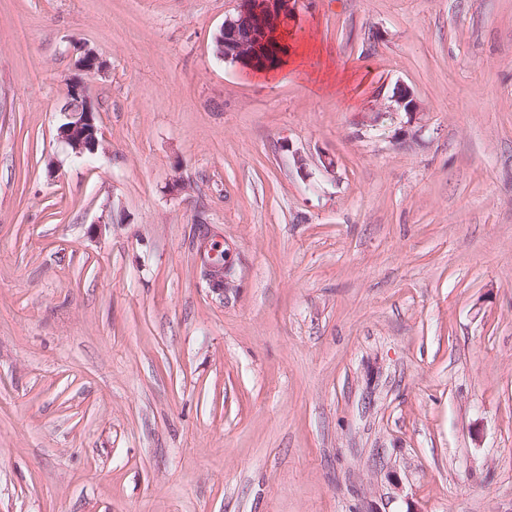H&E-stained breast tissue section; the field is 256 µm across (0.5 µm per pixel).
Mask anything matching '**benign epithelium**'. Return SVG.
<instances>
[{"label":"benign epithelium","mask_w":512,"mask_h":512,"mask_svg":"<svg viewBox=\"0 0 512 512\" xmlns=\"http://www.w3.org/2000/svg\"><path fill=\"white\" fill-rule=\"evenodd\" d=\"M288 0H237L235 13L224 20L217 36V54L227 62L239 63L252 69L267 70L270 59L266 53L274 48L284 49L281 28L286 26ZM105 62L91 50L84 49L75 62L76 73L64 79L69 96L86 102V110L67 112V121L57 129V139L77 157L93 156L101 144L97 125V109L88 95L87 79L103 73ZM391 110L418 114L421 104L406 86L397 88L391 99ZM206 270L211 289L224 292L233 286L234 265L229 255L224 261L215 259L216 249L206 242Z\"/></svg>","instance_id":"7a95c632"}]
</instances>
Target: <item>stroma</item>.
<instances>
[{"mask_svg":"<svg viewBox=\"0 0 512 512\" xmlns=\"http://www.w3.org/2000/svg\"><path fill=\"white\" fill-rule=\"evenodd\" d=\"M235 7L0 0V512H512V0ZM235 13L224 20L217 36V54L251 69H270L268 50L285 49L281 28L288 18V0H237ZM274 44H277L275 47ZM75 70L78 74L69 75L64 79L66 91L63 112L77 110L82 106L71 97L83 99L86 102V110L66 112L67 121L57 129V139L77 157L93 156L97 153L101 144L99 136L100 128L97 125V109L88 95L87 78L103 73L106 69L105 62L99 55L85 48L76 60ZM83 77H82V76ZM390 105L392 111L398 112L403 110L407 114L417 115L421 110V104L414 96L413 92L406 86L398 87L392 96ZM204 257L207 253L206 270L211 289L215 292L224 293L233 286L234 265L227 252L221 250L220 255L224 257V263L215 259L216 249L213 243L204 242L202 246Z\"/></svg>","mask_w":512,"mask_h":512,"instance_id":"1","label":"stroma"}]
</instances>
